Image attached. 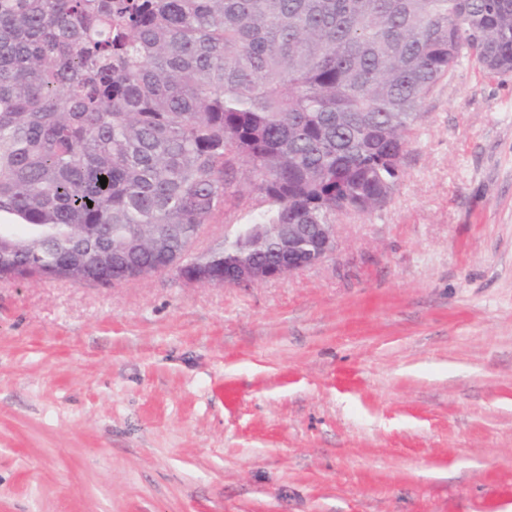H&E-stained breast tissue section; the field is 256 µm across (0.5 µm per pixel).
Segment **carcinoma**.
I'll return each instance as SVG.
<instances>
[{"label":"carcinoma","instance_id":"obj_1","mask_svg":"<svg viewBox=\"0 0 512 512\" xmlns=\"http://www.w3.org/2000/svg\"><path fill=\"white\" fill-rule=\"evenodd\" d=\"M465 57L512 72V0H0V272L68 279L84 243L186 277L235 160L258 224L381 208Z\"/></svg>","mask_w":512,"mask_h":512}]
</instances>
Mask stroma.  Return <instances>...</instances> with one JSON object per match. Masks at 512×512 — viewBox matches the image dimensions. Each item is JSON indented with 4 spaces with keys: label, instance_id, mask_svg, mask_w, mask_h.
<instances>
[{
    "label": "stroma",
    "instance_id": "stroma-1",
    "mask_svg": "<svg viewBox=\"0 0 512 512\" xmlns=\"http://www.w3.org/2000/svg\"><path fill=\"white\" fill-rule=\"evenodd\" d=\"M0 512H512V72L460 60L313 268L0 280Z\"/></svg>",
    "mask_w": 512,
    "mask_h": 512
}]
</instances>
